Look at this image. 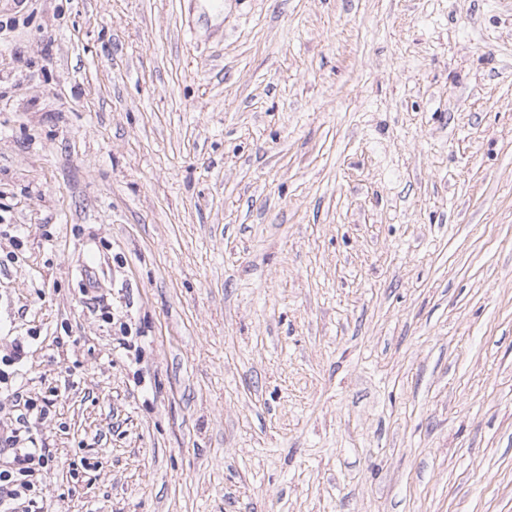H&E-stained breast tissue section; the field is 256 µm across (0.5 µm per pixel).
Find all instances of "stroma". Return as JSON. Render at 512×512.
I'll use <instances>...</instances> for the list:
<instances>
[{"instance_id":"obj_1","label":"stroma","mask_w":512,"mask_h":512,"mask_svg":"<svg viewBox=\"0 0 512 512\" xmlns=\"http://www.w3.org/2000/svg\"><path fill=\"white\" fill-rule=\"evenodd\" d=\"M16 343L44 512H512V0H0Z\"/></svg>"}]
</instances>
